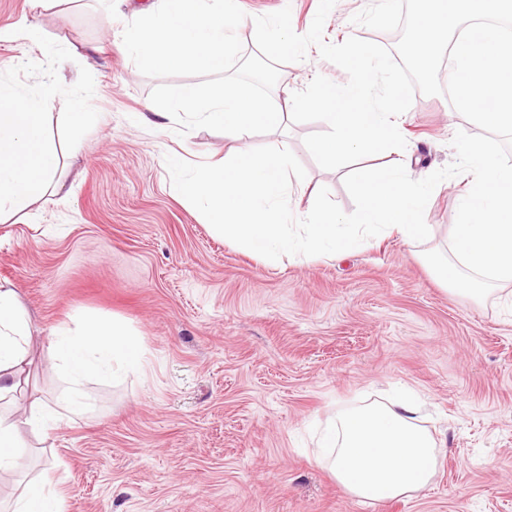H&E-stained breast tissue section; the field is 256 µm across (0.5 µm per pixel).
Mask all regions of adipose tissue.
<instances>
[{
  "instance_id": "adipose-tissue-1",
  "label": "adipose tissue",
  "mask_w": 512,
  "mask_h": 512,
  "mask_svg": "<svg viewBox=\"0 0 512 512\" xmlns=\"http://www.w3.org/2000/svg\"><path fill=\"white\" fill-rule=\"evenodd\" d=\"M163 118V129L174 139L185 138L191 124L203 123L236 141L259 127L279 128L287 114L281 105L260 99L250 85L230 80L204 98L195 89H183ZM33 339L32 321L16 290L0 285V402L14 399ZM48 352L64 387L51 400L28 401L19 414L0 413V474L27 467L21 429L48 434L65 418L88 411L86 382L138 374L148 363L143 336L93 318L55 326ZM421 411V402L409 391L385 403L347 409L325 428L314 461L360 502L410 495L429 483L438 465L437 442L422 426ZM10 512H65V501L49 481L35 478L21 482Z\"/></svg>"
}]
</instances>
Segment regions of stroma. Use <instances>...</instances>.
Here are the masks:
<instances>
[{
  "instance_id": "stroma-1",
  "label": "stroma",
  "mask_w": 512,
  "mask_h": 512,
  "mask_svg": "<svg viewBox=\"0 0 512 512\" xmlns=\"http://www.w3.org/2000/svg\"><path fill=\"white\" fill-rule=\"evenodd\" d=\"M152 0H0V72L43 49L21 35L37 27L72 55L57 68L74 85L95 79L99 113L73 152H62V188L0 223V283L16 289L37 329L34 363L17 401L48 398L59 385L47 334L59 323L117 320L150 353L144 373L93 382L94 411L61 423L48 438L29 432L28 476H46L65 512H512V282L475 303L445 289L424 254L449 252L450 226L470 187L441 182L425 210L432 240L380 234L361 249L310 263L276 261L226 242L173 187L165 157L228 160L238 148L223 130L192 126L184 142L157 126L143 75L108 41ZM372 0H337L324 38H368L351 18ZM237 29L254 54L253 17L290 8L306 33L318 0H239ZM272 91L304 89L318 75L348 76L309 48L280 66ZM396 125L405 150L361 160L404 164L421 179L455 158L457 130L476 127L447 97L418 96ZM321 122L292 123L287 138L256 129L255 148L287 141L306 170L292 181L293 213L319 188L344 212L354 203L344 170H326L304 145ZM414 389L427 428L442 441L436 476L419 492L372 505L352 497L312 459L319 431L339 412Z\"/></svg>"
}]
</instances>
